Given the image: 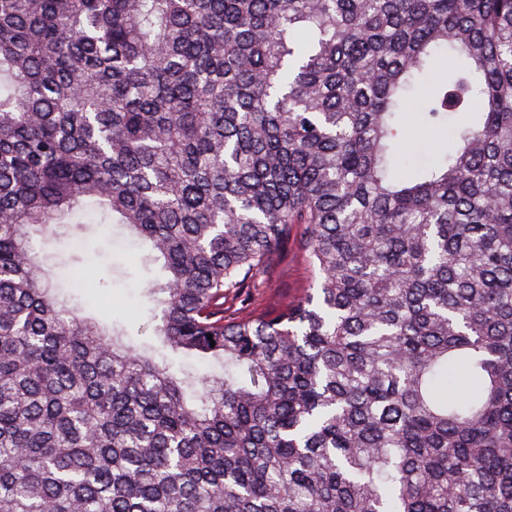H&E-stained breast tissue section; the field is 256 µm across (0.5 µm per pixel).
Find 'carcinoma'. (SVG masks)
Returning a JSON list of instances; mask_svg holds the SVG:
<instances>
[{
    "instance_id": "cac0c4a2",
    "label": "carcinoma",
    "mask_w": 512,
    "mask_h": 512,
    "mask_svg": "<svg viewBox=\"0 0 512 512\" xmlns=\"http://www.w3.org/2000/svg\"><path fill=\"white\" fill-rule=\"evenodd\" d=\"M54 224L224 373L60 299ZM0 512H512V0H0ZM435 155L434 145L429 137L423 135L412 136L407 144V162L411 166L430 161ZM267 276L268 288L252 291L245 302L237 305L238 312L277 311L284 302L308 287L311 272L295 248L288 245V252L275 262ZM160 353L164 355V360L171 366L174 372L182 371L192 372L194 374H220L223 368L209 361H200L193 358H187L178 353H172L169 350L160 349Z\"/></svg>"
}]
</instances>
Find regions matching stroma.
<instances>
[{
	"mask_svg": "<svg viewBox=\"0 0 512 512\" xmlns=\"http://www.w3.org/2000/svg\"><path fill=\"white\" fill-rule=\"evenodd\" d=\"M39 246L54 264L61 297L93 315L101 324L126 333L134 345H153L154 305L141 293L143 285L163 279L160 264H144L148 246L126 245L115 225H68L41 239ZM308 266L296 250H288L268 273L269 285L251 292L237 310L274 312L307 288Z\"/></svg>",
	"mask_w": 512,
	"mask_h": 512,
	"instance_id": "obj_1",
	"label": "stroma"
}]
</instances>
